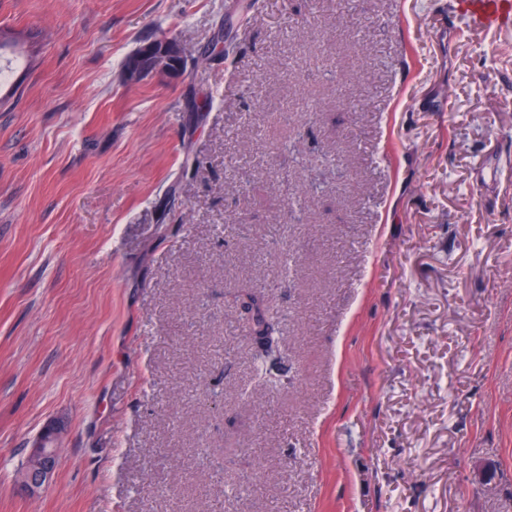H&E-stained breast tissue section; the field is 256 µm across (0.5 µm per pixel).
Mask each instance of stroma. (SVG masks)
I'll return each instance as SVG.
<instances>
[{"label":"stroma","instance_id":"1","mask_svg":"<svg viewBox=\"0 0 512 512\" xmlns=\"http://www.w3.org/2000/svg\"><path fill=\"white\" fill-rule=\"evenodd\" d=\"M450 2L0 0V512H512V28ZM182 57L180 44L171 38L160 37L142 45L127 58L124 74L131 82L153 72L177 74L181 70ZM255 316L253 318L252 329L255 334L259 337L261 343L271 345L273 342V336L271 333H275L276 326H278V317L276 313H273L271 309L262 302L255 301ZM57 436L54 426L45 428L29 452L27 466L17 476V481L31 495L38 494L56 471Z\"/></svg>","mask_w":512,"mask_h":512}]
</instances>
